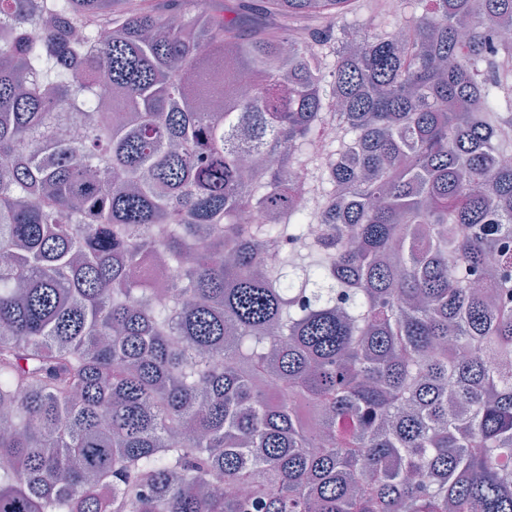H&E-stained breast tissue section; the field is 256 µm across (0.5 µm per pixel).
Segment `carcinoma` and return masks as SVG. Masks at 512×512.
I'll return each instance as SVG.
<instances>
[{"instance_id": "1", "label": "carcinoma", "mask_w": 512, "mask_h": 512, "mask_svg": "<svg viewBox=\"0 0 512 512\" xmlns=\"http://www.w3.org/2000/svg\"><path fill=\"white\" fill-rule=\"evenodd\" d=\"M199 2L0 0V512H512V0Z\"/></svg>"}]
</instances>
